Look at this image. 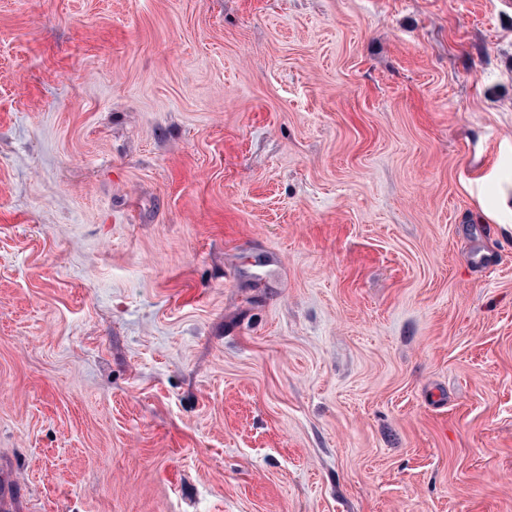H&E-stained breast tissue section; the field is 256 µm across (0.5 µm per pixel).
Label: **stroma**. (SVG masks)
<instances>
[{
  "mask_svg": "<svg viewBox=\"0 0 512 512\" xmlns=\"http://www.w3.org/2000/svg\"><path fill=\"white\" fill-rule=\"evenodd\" d=\"M7 512H512V8L0 0Z\"/></svg>",
  "mask_w": 512,
  "mask_h": 512,
  "instance_id": "1",
  "label": "stroma"
}]
</instances>
